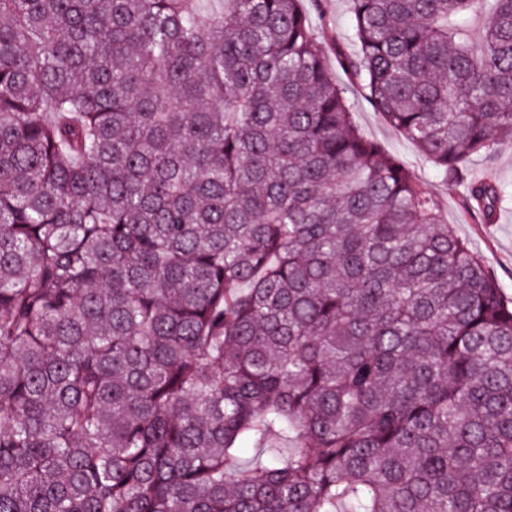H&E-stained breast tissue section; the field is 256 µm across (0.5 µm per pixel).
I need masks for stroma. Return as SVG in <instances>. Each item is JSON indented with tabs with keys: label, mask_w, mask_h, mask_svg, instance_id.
Wrapping results in <instances>:
<instances>
[{
	"label": "stroma",
	"mask_w": 512,
	"mask_h": 512,
	"mask_svg": "<svg viewBox=\"0 0 512 512\" xmlns=\"http://www.w3.org/2000/svg\"><path fill=\"white\" fill-rule=\"evenodd\" d=\"M303 8L315 31L328 32L327 64L339 82L347 76L336 61L337 49L354 51L350 37L348 0H327L325 14H318L310 0ZM357 106L354 119L365 136L377 142L388 154L402 160L437 199L442 216L458 237L468 242L496 278L504 298L512 300V144L499 147L494 157L473 158L470 171L473 176L492 175L506 191L507 201L497 211L492 223H485L478 215L465 210L463 189L458 185L441 183L432 163L418 149L392 129L379 115L362 101L360 91H352Z\"/></svg>",
	"instance_id": "obj_1"
}]
</instances>
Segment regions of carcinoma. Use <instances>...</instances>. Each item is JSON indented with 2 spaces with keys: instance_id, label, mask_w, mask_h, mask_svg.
Masks as SVG:
<instances>
[{
  "instance_id": "carcinoma-1",
  "label": "carcinoma",
  "mask_w": 512,
  "mask_h": 512,
  "mask_svg": "<svg viewBox=\"0 0 512 512\" xmlns=\"http://www.w3.org/2000/svg\"><path fill=\"white\" fill-rule=\"evenodd\" d=\"M484 16L479 42L458 30ZM0 0V512H512V0ZM326 19L320 17L310 0H303V8L306 11L308 22L312 28L321 34L327 31L333 36L327 42V64L336 80L348 83L346 74L340 69L336 61V46L351 53L356 51V46L351 41L348 0H326ZM357 103L354 119L365 136L377 142L388 154L402 160L437 199L448 228L468 242L496 278L504 298L512 300V144L500 146L494 157H475L470 162L474 177L488 173L508 194V200L497 211L492 223L480 215L465 211L463 189L445 185L435 176L432 163L418 149L392 129L365 103L354 88L349 94Z\"/></svg>"
}]
</instances>
